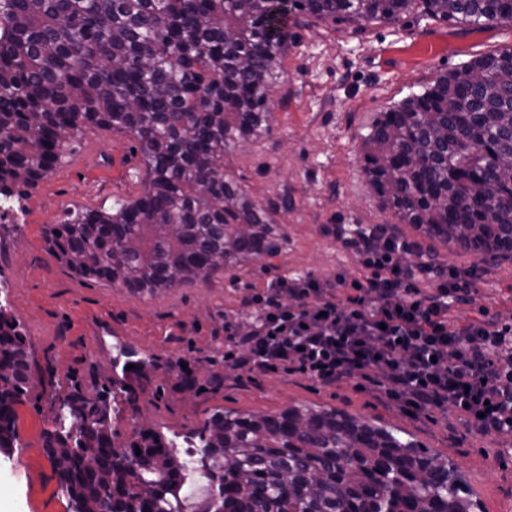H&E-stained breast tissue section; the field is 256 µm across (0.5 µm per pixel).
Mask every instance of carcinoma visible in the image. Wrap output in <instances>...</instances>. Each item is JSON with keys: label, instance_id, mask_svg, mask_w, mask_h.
<instances>
[{"label": "carcinoma", "instance_id": "cac0c4a2", "mask_svg": "<svg viewBox=\"0 0 512 512\" xmlns=\"http://www.w3.org/2000/svg\"><path fill=\"white\" fill-rule=\"evenodd\" d=\"M304 17L396 22L408 12L509 22L512 0H293ZM277 0H0V201L22 198L85 129L126 132L146 181L134 200L75 210L45 229L76 275L132 294L207 279L287 239L277 209L224 171V153L271 133L288 22ZM363 168L396 224L484 255L512 243V48L467 61L380 113ZM127 352L113 392L133 404ZM35 377L0 303V449ZM43 431L73 512H187L186 461L153 429L119 443L107 398L76 389ZM210 481L198 512H476L456 466L409 433L344 410L213 413L192 437ZM141 454H136L135 448Z\"/></svg>", "mask_w": 512, "mask_h": 512}]
</instances>
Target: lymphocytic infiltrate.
I'll use <instances>...</instances> for the list:
<instances>
[{"label":"lymphocytic infiltrate","mask_w":512,"mask_h":512,"mask_svg":"<svg viewBox=\"0 0 512 512\" xmlns=\"http://www.w3.org/2000/svg\"><path fill=\"white\" fill-rule=\"evenodd\" d=\"M357 271L281 275L224 323L226 367L353 383L414 414L452 409L471 433L512 432V324L478 306L488 270L431 257L394 224H325ZM475 309L456 320L453 307Z\"/></svg>","instance_id":"1"}]
</instances>
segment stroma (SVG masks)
<instances>
[{
	"label": "stroma",
	"instance_id": "35a3bbf8",
	"mask_svg": "<svg viewBox=\"0 0 512 512\" xmlns=\"http://www.w3.org/2000/svg\"><path fill=\"white\" fill-rule=\"evenodd\" d=\"M512 47V25L474 29L425 21L407 13L395 23H325L291 15L284 79L274 93L271 134L224 156V168L255 201L278 204L288 239L273 256L151 295L75 275L47 251L44 230L67 211L137 198L142 158L126 133L86 130L62 163L0 220V281L9 309L25 328L36 367L53 375L17 408L20 445L0 453V512H72L42 449L56 417L57 398L71 387L110 390L119 349L148 361L130 375L136 403L112 397L110 420L119 440L151 427L191 437L217 411L276 413L289 406L338 407L380 417L447 457L474 489L483 512H512V434L509 452L493 455L489 439L469 433L452 411L412 418L392 401L354 385L324 386L281 371L247 374L224 366V321L248 327L240 299L279 274L355 271L353 255L319 232L323 224H385L363 171L362 137L380 112L420 91L459 64ZM489 276L480 304L512 322V261L485 256ZM187 361L194 387L174 365Z\"/></svg>",
	"mask_w": 512,
	"mask_h": 512
}]
</instances>
